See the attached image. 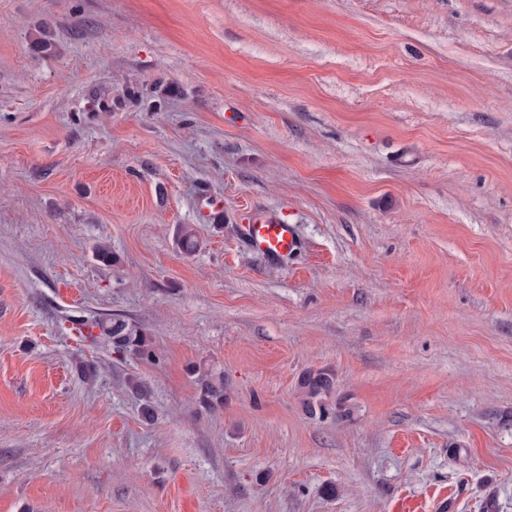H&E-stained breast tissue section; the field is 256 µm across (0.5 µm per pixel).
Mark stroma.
<instances>
[{
  "label": "stroma",
  "instance_id": "35a3bbf8",
  "mask_svg": "<svg viewBox=\"0 0 512 512\" xmlns=\"http://www.w3.org/2000/svg\"><path fill=\"white\" fill-rule=\"evenodd\" d=\"M0 512H512V0H0ZM244 234L253 251L269 260L288 257L298 249L293 224L276 216L257 217L252 224H246ZM106 333L112 339L113 348L119 352H133L144 357L151 355L149 336L125 320L113 319ZM198 397L200 408L214 411L224 406V374L209 369H198ZM297 388L302 395L303 404L310 415H316L317 409L320 417L329 414L325 405V398L334 392V374L326 369H307L301 373L297 381Z\"/></svg>",
  "mask_w": 512,
  "mask_h": 512
}]
</instances>
